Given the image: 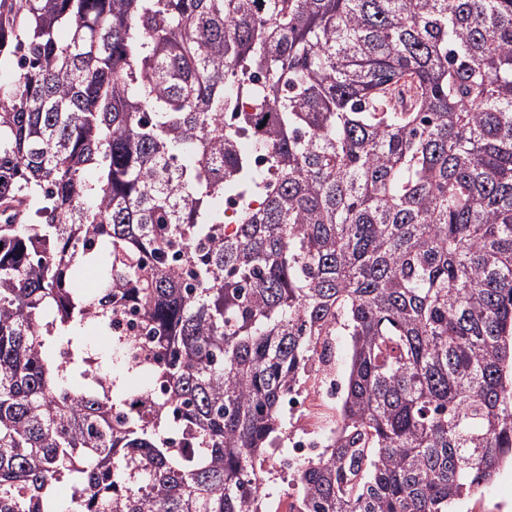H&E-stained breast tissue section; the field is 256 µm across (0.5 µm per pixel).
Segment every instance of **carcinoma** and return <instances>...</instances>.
<instances>
[{"instance_id":"1","label":"carcinoma","mask_w":512,"mask_h":512,"mask_svg":"<svg viewBox=\"0 0 512 512\" xmlns=\"http://www.w3.org/2000/svg\"><path fill=\"white\" fill-rule=\"evenodd\" d=\"M2 61L0 512H267L342 334L289 512L512 462V0H0ZM340 396L341 393H339L336 398V390L331 382L329 383V386H327V382H324L312 392H297L288 397L289 414L293 418H296V423L298 424V427L301 428L297 429L300 431L298 433L299 439L293 440L292 456L296 460L305 459L311 453L316 452L319 447L324 444V437L328 440L330 437L335 435L338 429L337 421L334 419L319 425L316 431L307 428L303 424L306 412H309L310 407L314 404H322L324 403V400L331 402L336 399L335 402L324 408V411L329 415H338V410L341 404ZM311 434H314L315 437L306 438Z\"/></svg>"}]
</instances>
